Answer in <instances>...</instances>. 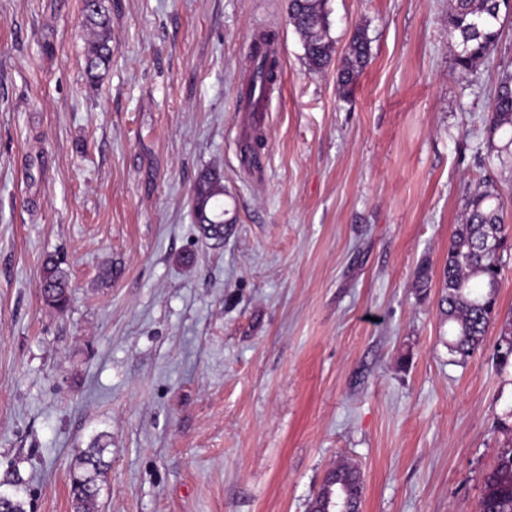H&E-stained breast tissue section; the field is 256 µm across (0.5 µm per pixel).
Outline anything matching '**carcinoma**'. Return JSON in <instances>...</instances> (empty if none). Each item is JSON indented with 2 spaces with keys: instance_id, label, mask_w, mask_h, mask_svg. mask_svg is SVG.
Listing matches in <instances>:
<instances>
[{
  "instance_id": "cac0c4a2",
  "label": "carcinoma",
  "mask_w": 512,
  "mask_h": 512,
  "mask_svg": "<svg viewBox=\"0 0 512 512\" xmlns=\"http://www.w3.org/2000/svg\"><path fill=\"white\" fill-rule=\"evenodd\" d=\"M327 0H289L288 22L300 35L309 69L321 72L331 62L333 43L329 37L330 23ZM500 12L495 0H454L448 15V39L451 52L464 70L485 60L498 38ZM84 24L92 34L85 58L86 72L96 78L112 60L110 17L105 5L91 14H84ZM271 36H254L249 49L261 87L248 80L245 94L266 91L279 79V65L270 51ZM370 57V44L361 30L354 33L346 55L338 69L339 85L351 87ZM492 130L506 136L498 153L512 157V71L499 80L489 118ZM192 208L202 236L219 245L224 242V185L215 174L201 176L194 188ZM467 217L448 247V259L442 273V293L439 300L441 319L450 328L449 351L463 357L481 347L486 332L496 319L497 289L490 282L500 276L499 251H489L485 244L489 236L506 239L502 198L492 183L483 185L466 203ZM69 280L61 262L46 256L42 265V299L55 312L68 306ZM106 446L96 440L82 450L74 467L71 495L74 512H94L108 462ZM336 479L331 490L336 492L350 512H357L361 474L352 466L339 465L332 469ZM479 512H512V448L502 449L497 464L483 478Z\"/></svg>"
}]
</instances>
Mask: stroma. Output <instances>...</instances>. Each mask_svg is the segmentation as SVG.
<instances>
[{"label": "stroma", "instance_id": "obj_1", "mask_svg": "<svg viewBox=\"0 0 512 512\" xmlns=\"http://www.w3.org/2000/svg\"><path fill=\"white\" fill-rule=\"evenodd\" d=\"M105 4L112 61L91 80L83 0H0V478L20 470L25 512H74L72 471L99 438L97 512H308L340 463L361 472V512H478L512 444V366L494 359L512 240L471 357L449 353L438 302L484 179L512 225L488 131L512 14L465 71L453 0H328L335 52L316 73L288 0ZM359 27L370 62L345 90ZM261 31L281 78L248 112ZM208 170L217 247L191 213ZM49 254L70 279L62 314L42 301ZM192 208L202 236L213 245L224 241V185L216 174H204L195 185Z\"/></svg>", "mask_w": 512, "mask_h": 512}]
</instances>
